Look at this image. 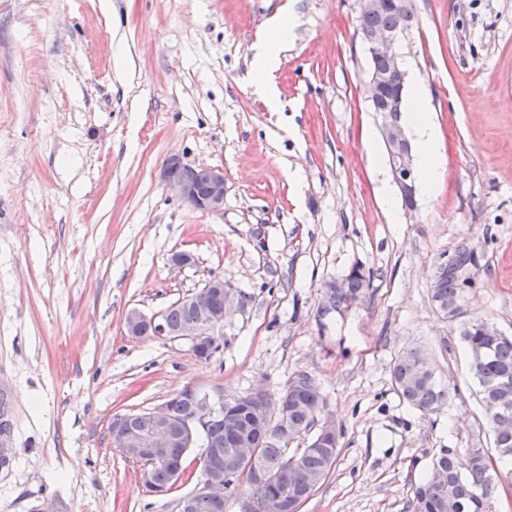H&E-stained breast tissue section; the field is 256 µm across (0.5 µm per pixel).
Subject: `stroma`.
Here are the masks:
<instances>
[{
	"instance_id": "stroma-1",
	"label": "stroma",
	"mask_w": 512,
	"mask_h": 512,
	"mask_svg": "<svg viewBox=\"0 0 512 512\" xmlns=\"http://www.w3.org/2000/svg\"><path fill=\"white\" fill-rule=\"evenodd\" d=\"M414 6L403 61L439 174L394 221L357 0H0V512H177L193 482L146 495L113 414L186 388L276 397L299 372L340 433L301 512H411L439 449L491 447L469 351L430 288L474 248L463 308L512 335V0ZM282 10L272 105L254 46ZM173 158L223 168V210L179 198L163 178ZM178 252L193 263L174 265ZM356 266L369 288L321 315L326 283ZM214 276L240 304L210 359L127 333L129 311L161 315ZM411 348L448 387L440 412L392 389Z\"/></svg>"
}]
</instances>
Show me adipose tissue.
Returning a JSON list of instances; mask_svg holds the SVG:
<instances>
[{"mask_svg":"<svg viewBox=\"0 0 512 512\" xmlns=\"http://www.w3.org/2000/svg\"><path fill=\"white\" fill-rule=\"evenodd\" d=\"M291 26L290 17L281 14L273 16L259 41V49L254 57L255 85L271 99L277 98L278 90L270 79V72L279 48L288 41ZM403 119L412 129L418 146L415 160L417 190L423 195H431L437 172V138L435 125L420 93L415 92L409 96Z\"/></svg>","mask_w":512,"mask_h":512,"instance_id":"obj_1","label":"adipose tissue"}]
</instances>
